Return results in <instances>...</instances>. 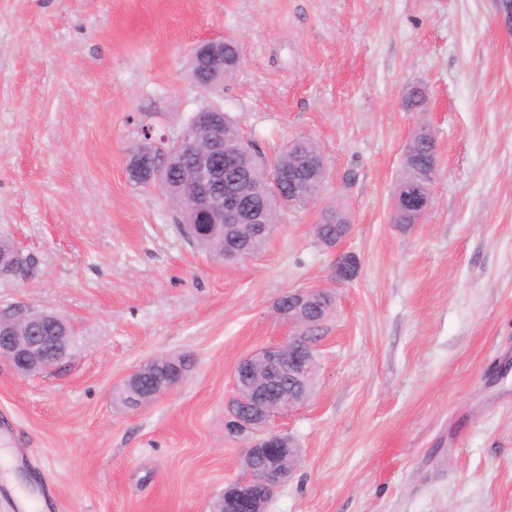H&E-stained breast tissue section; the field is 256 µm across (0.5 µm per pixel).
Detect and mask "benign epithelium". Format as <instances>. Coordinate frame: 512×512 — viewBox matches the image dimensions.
<instances>
[{"label":"benign epithelium","instance_id":"obj_1","mask_svg":"<svg viewBox=\"0 0 512 512\" xmlns=\"http://www.w3.org/2000/svg\"><path fill=\"white\" fill-rule=\"evenodd\" d=\"M193 57L215 74L224 69V40L203 41L196 46ZM200 125L206 128L205 132L183 131L178 136L191 158L190 173L183 179L191 208L205 217L208 225L261 224L266 231L273 228L248 199L233 193L218 197L212 192L213 183L221 176L232 181L238 175V151L227 148L224 161H218L217 150L223 146L219 129L207 117L200 119ZM128 172L139 183L163 187V175L149 148L130 161ZM435 175L434 170L423 171L420 181L394 198L393 210L424 219L433 202L427 183ZM318 292V288L288 292V303L278 302L277 313L297 329L296 334L285 344L265 347L242 359L235 367L237 396L228 409L227 423L230 433L247 442L246 475L224 488L220 508L211 512H265L268 500L285 483L286 460L281 455L287 440L273 421L287 415L311 393L318 365L308 332L325 317L329 307L320 308L311 324L297 322L291 313L309 303ZM73 340L69 327L53 313L29 312L20 319L14 315L0 317V361L7 362L22 377L36 375L65 359ZM157 364L156 358L147 360L127 380L132 385L128 406L134 408L143 403V378Z\"/></svg>","mask_w":512,"mask_h":512}]
</instances>
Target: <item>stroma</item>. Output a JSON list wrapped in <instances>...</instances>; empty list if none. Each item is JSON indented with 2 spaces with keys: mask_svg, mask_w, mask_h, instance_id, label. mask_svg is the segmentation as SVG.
<instances>
[{
  "mask_svg": "<svg viewBox=\"0 0 512 512\" xmlns=\"http://www.w3.org/2000/svg\"><path fill=\"white\" fill-rule=\"evenodd\" d=\"M232 37L219 94L195 46ZM422 86V111L405 106ZM223 105L267 157L315 141L318 203L282 209L251 258L191 244L163 194L130 181L141 125L176 137ZM438 142L423 223L391 221L406 142ZM341 202L340 249L313 226ZM0 237L33 260L0 275V314L71 321L70 354L0 362V512H209L243 475L225 429L237 362L286 341L284 293L326 287L309 398L275 420L301 462L267 512H512V27L498 0H0ZM353 257L337 280L336 256ZM185 380L132 409L145 360ZM155 358V359H154ZM151 359H148L146 362H144L138 370H135L130 378L125 382L126 384L132 385L130 393H129V399L127 401L129 407H138L143 402V388L140 387L143 382V378L153 370V368L158 364L159 359L157 357H154Z\"/></svg>",
  "mask_w": 512,
  "mask_h": 512,
  "instance_id": "obj_1",
  "label": "stroma"
}]
</instances>
